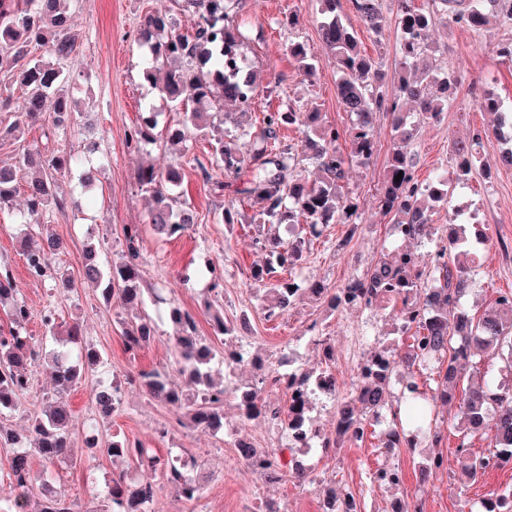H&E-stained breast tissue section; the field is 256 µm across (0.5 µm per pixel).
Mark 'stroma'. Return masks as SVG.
<instances>
[{
	"label": "stroma",
	"instance_id": "1",
	"mask_svg": "<svg viewBox=\"0 0 512 512\" xmlns=\"http://www.w3.org/2000/svg\"><path fill=\"white\" fill-rule=\"evenodd\" d=\"M67 7L78 49L64 71L79 101L81 118L60 128L46 120L26 127L22 137H0V166L12 167L29 152L79 156L88 141L99 145L92 157L98 176L91 190H84L80 182L81 168H72L59 179L64 205L50 208L44 222L66 249L54 257L45 276L30 275L21 248L24 232L16 216L25 204L27 172L19 170L17 174L12 207L0 210V268L9 269L18 300L33 312L28 333L42 338L40 314L49 309L63 325L59 341H67V327L79 326L81 344L96 349L103 358L102 364L85 371L65 393L72 408L73 458L51 468L57 494L74 500L79 512H104L106 487L113 474L123 472L128 481L147 478L157 485L156 512H250L258 503L270 500L288 512H321L320 490L325 486L352 494L362 512H389L395 500L412 497L420 499L424 512H476L490 491L512 485V465L475 480L465 476L457 453L458 407L453 403L437 409V427L443 435L438 451L445 458V467L429 480H421L419 475L429 448L421 444L387 449L382 427L372 425L363 441L342 438L337 448L326 453L317 448L297 449V456L311 470L312 482H272L250 470L235 448L241 439L258 448L285 447L286 433L267 417L245 418L238 399L229 395L224 399V429L216 433L180 424L171 405L125 384L126 375L138 369H153L183 384L171 353L174 328L159 316L169 303L196 313L200 335L210 339L215 349L237 344L266 366L287 358L292 367L304 371L332 369L338 398L353 392L356 368L370 351L393 341L404 347L409 339L398 336V308L391 304L372 310L333 311L326 303L308 298L281 316L266 317L251 278L253 267L265 259L256 246L265 227L242 200V180L225 177L222 167L213 165L211 144L204 137H191L178 146L162 139L136 146L127 139L141 113H158L164 126L183 119L182 112L173 110L161 92L163 72H156L151 82L144 78L145 50L137 40L140 21L145 15L163 12L176 20L178 33L188 35L193 31L191 16L182 11L179 0H68ZM337 11L354 25L362 50L381 63L387 83L396 82L400 32L395 0H382L383 31L378 36L360 26L353 0H339ZM291 15L299 18L292 27L286 23ZM321 20L319 0H241L233 24L243 32L246 57L262 72L267 86L256 95L247 114L212 115V124L225 140L248 151L247 134L260 128L265 113L312 101L324 120L339 130L341 148H348L351 117L339 102L336 67L319 36ZM429 40L434 66L454 73L458 84L455 105L444 112L441 121L419 120L418 134L409 146L415 156V174L422 182L452 168L455 139L492 131L495 117L476 107L477 95L492 90L505 109H512V62L497 54L500 44L512 41V25L504 24L498 15H488L483 36L476 41L467 30L440 22L431 29ZM294 41L306 45L312 71L303 70L288 55L286 47ZM374 140L376 151L369 163L350 166L341 182L342 195L359 204L356 223L324 226L319 237L310 238L295 273L281 270L278 278L291 277L301 285L317 281L333 290L392 254L391 219L378 207L393 147L391 119L386 113L375 117ZM499 151L498 143L486 144L487 172L472 174L468 182L457 186L450 202L434 209L431 216L435 233L441 236L456 209L465 207L490 238L486 251L472 266L477 286L465 302L475 317L494 305L501 294L512 293V168L499 165ZM148 164L179 170L180 192L195 211L196 222L168 240L157 239L149 231L143 234L141 284L146 289H162L163 294L158 301L146 297L145 310L156 320V335L150 344L132 352L125 346L121 323L133 319L134 311L106 302L102 285L84 282L82 266L87 246L96 247L100 262L111 261L122 248L124 226L146 223L153 199L138 185L136 174ZM228 203L235 204L242 214L241 223L230 229L217 219L218 210ZM207 263L222 275L217 302L224 307L225 323L235 330L228 340L214 334L202 311L207 297L205 282L182 280L183 274ZM60 275L71 280V288L57 286ZM317 335L332 345V360H325L321 347L314 344ZM102 377L124 384L121 403L107 418L100 416L95 406V389ZM57 394L49 367L36 362L29 390L15 409L0 413V426L24 431L30 414L43 411ZM115 436L139 440L163 457L171 453L194 457L205 477L200 498L193 502L180 499L162 471L144 473L133 464L112 462L87 448L90 439L106 441ZM384 463L403 471L399 486L372 483L373 472Z\"/></svg>",
	"mask_w": 512,
	"mask_h": 512
}]
</instances>
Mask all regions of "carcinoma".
<instances>
[{
  "mask_svg": "<svg viewBox=\"0 0 512 512\" xmlns=\"http://www.w3.org/2000/svg\"><path fill=\"white\" fill-rule=\"evenodd\" d=\"M63 0H0V72L10 75L14 82L27 89L23 101L16 102L10 95L0 92V111L14 110L23 121L4 134L16 135L24 125L38 120L47 99H52L55 122L64 124L75 119L70 84L58 65L69 60L76 52L77 43L67 31V15L61 9ZM183 10L193 19V34L184 36L176 32V21L165 13L144 17L141 24L143 44L154 64L169 63L161 87L166 99L175 108L191 99L219 109L231 104L241 110L254 99L260 87L257 74L250 67L238 64L236 53L242 45V34L231 24V13L239 0H182ZM337 0H321L325 21L321 25V39L330 49L339 74L337 93L344 110L354 116L349 131L350 149L343 152L337 146L338 130L324 122L322 112L311 103L290 106L282 112H270L264 127L253 135L251 154L245 155L224 143L218 136L214 147L216 164L224 168V175L239 178L257 163L256 170L246 180L242 193L259 206L258 217L263 223L276 228L283 224H297L304 220L310 233L320 235V227L328 224H352L358 216V206L339 196L340 181L345 167L352 162L365 163L374 153L375 141L372 128L374 115L388 112L393 116L395 139L385 186L379 203L385 214L393 217V230L403 241L430 243L433 227L430 213L438 204L448 203L452 184L467 181L473 170L482 166L481 148L483 135L478 132L470 140H457L452 144L455 161L451 175H438L425 184L415 178L414 164L405 149L415 136L416 127L408 120V113L399 108L402 101L415 104L418 111L429 120H439L443 112L455 102L454 88L457 77L440 72L427 65L429 44L425 33L441 20H451L466 27L475 38H480L485 25L484 9L502 11L505 20L512 21V0H433V9L415 6L414 0H398V27L400 69L403 75L391 94L380 91L384 75L373 57L360 49L353 27L336 13ZM362 25L379 35L382 33L381 0H353ZM47 49L49 61L30 56L31 48ZM479 109L500 116L502 131L506 136L512 130V112L501 110L499 98L490 91L475 100ZM157 113H142L141 123L128 133L130 142L154 140ZM295 125L309 132L305 137L303 152L322 172L320 180L309 182L297 172L295 157L290 148L278 149L279 130ZM199 110L185 113V119L176 126L165 129L169 143L179 145L191 134L207 130ZM79 163L71 154L42 157L27 153L20 165L36 169L35 176L27 182L26 209L21 213V223L29 232L41 234L40 246L52 255L62 249L61 241L49 234L40 218L50 206L63 205L54 193L57 176ZM402 175L401 180L395 176ZM15 175L0 168V208L10 204L15 192ZM139 185L151 192L154 205L148 214V224L156 234L173 237L182 234L194 223V213L186 201L176 199L174 192L181 186V175L175 169L163 173L153 166H142L137 171ZM124 245L116 259L104 266L98 261L97 250H86L83 266L85 281L98 284L108 281L107 300L126 309H137L144 304L145 289L140 287L139 259L142 243L141 227L127 224L123 228ZM267 258L252 272L255 283L264 287L268 304L267 317L282 315L304 296L327 302L336 310L351 305L371 307L391 302L401 303L398 314V332L410 335L412 342L404 351L395 345H382L367 358V364L379 369L360 374L356 378L355 395L341 403L337 410L336 437L322 435L319 447L328 450L337 445V438L360 441L364 438L366 421L370 413L376 423H386V447L397 448L402 436L411 442H424L435 448L442 441L440 431L432 428L431 420L423 405L447 404L455 399L454 388L462 375L459 360L468 362L478 358L484 361L505 360L512 366V294L501 295L495 305L484 310L479 318L472 317L461 306L463 297L474 288L470 267L460 257L473 258L489 243L487 234L471 236L466 228L453 223L442 244L428 252L431 272L424 273L419 254L411 249H399L391 260L379 261L363 276L352 279L346 286L330 292L317 282L306 288L294 282L271 281L277 269L293 268L303 259L306 239L297 235L288 240L270 233L259 240ZM10 273L0 272V308L6 311L7 322L0 324V413L17 406L20 395L30 387V367L43 353V342L28 335L27 323L32 310L16 299ZM214 333L225 335L233 332L224 323V309L206 304ZM168 321L176 328L173 336V353L179 371L186 376L189 388L169 383L155 370L140 369L130 374L126 381L144 389L150 396L160 399L181 412L196 427L219 431L224 428V395L237 393L243 415L252 419L267 413L280 421L286 431L294 424L304 422L320 432L310 416L312 402L321 396L336 398V376L324 370L316 375L306 371L288 373L293 382L306 387L312 394L297 403L288 399L285 409H273L262 398L266 381L261 386H217L212 375L228 360L239 365L245 362L244 353L237 349L218 352L197 331L196 316L177 305L166 311ZM122 334L127 349L136 351L149 343L155 335L150 316L139 315L123 323ZM101 362L100 354L92 348H81L78 361H73L68 349L52 352L49 366L59 387V396L49 409L31 417L28 434L23 436L0 428V439L18 447L10 461L8 478L16 491L7 507L0 512H27L33 495L36 476L31 468V457L36 454L49 464L64 461L71 456L69 425L72 418L64 392L76 380L81 369ZM418 364L432 371L436 387L427 394L411 378L402 382L398 395H393L390 385L394 366ZM480 381L465 390L458 403L464 430L461 432L458 453L462 455L464 470L476 478L491 469L490 460L498 467L512 463V387L494 385L487 379L489 372L476 368ZM121 384L109 380L98 381L97 395L112 393V406L101 409L109 414L118 405ZM398 405H393V402ZM490 428L493 432L495 451L486 456L468 453L467 435ZM90 447L117 459L132 462L151 470L162 469L167 480L185 501L197 500L200 485L192 478L194 460L170 456L163 459L150 452L139 441L128 439L105 443L92 441ZM242 458L247 464L260 461L258 473L270 480L285 477L303 480L307 477L302 465L285 459L281 448H256L246 441L238 442ZM372 482L388 481L397 486L402 481V471L383 465L375 470ZM155 487L149 479L133 485L124 475L112 479L108 486L107 509L104 512H152ZM345 505L344 512H360V504L350 494L337 495L334 488L324 492L322 512H336L337 504ZM36 512H75L74 504L51 494L44 495ZM481 512H512V487L494 490L481 501Z\"/></svg>",
  "mask_w": 512,
  "mask_h": 512,
  "instance_id": "1",
  "label": "carcinoma"
}]
</instances>
